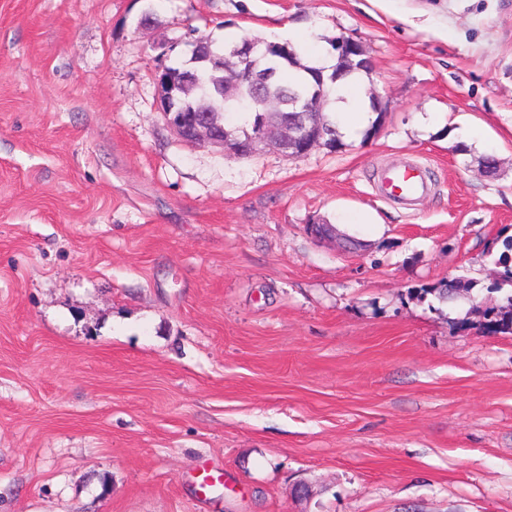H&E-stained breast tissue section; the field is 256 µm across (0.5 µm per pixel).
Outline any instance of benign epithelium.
Returning <instances> with one entry per match:
<instances>
[{
  "label": "benign epithelium",
  "mask_w": 512,
  "mask_h": 512,
  "mask_svg": "<svg viewBox=\"0 0 512 512\" xmlns=\"http://www.w3.org/2000/svg\"><path fill=\"white\" fill-rule=\"evenodd\" d=\"M291 55L289 44L268 43L245 38L229 49L231 63L227 72L235 82L249 85L256 104L265 105L261 93L274 80L276 65L281 59ZM317 84L304 95L296 94L288 100V111L297 116L288 122H262L257 133L245 140L216 130L202 117L184 118L173 113L169 106L166 88V72L156 76L159 106L168 124L179 135L192 143H208L229 149L241 156H252L266 146L276 147L287 157H301L312 147L321 144L324 137L322 105L324 85L334 80L325 74V69L314 70ZM307 233L316 240H333L339 236L332 224L312 223L306 226Z\"/></svg>",
  "instance_id": "obj_1"
}]
</instances>
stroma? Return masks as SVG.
<instances>
[{
    "mask_svg": "<svg viewBox=\"0 0 512 512\" xmlns=\"http://www.w3.org/2000/svg\"><path fill=\"white\" fill-rule=\"evenodd\" d=\"M298 26L361 44L377 131L244 157L166 123L189 32ZM511 237L512 0H0V512H512L478 312ZM382 189L385 195L407 200L423 196L428 189L424 168L420 164L408 165L384 171Z\"/></svg>",
    "mask_w": 512,
    "mask_h": 512,
    "instance_id": "stroma-1",
    "label": "stroma"
}]
</instances>
